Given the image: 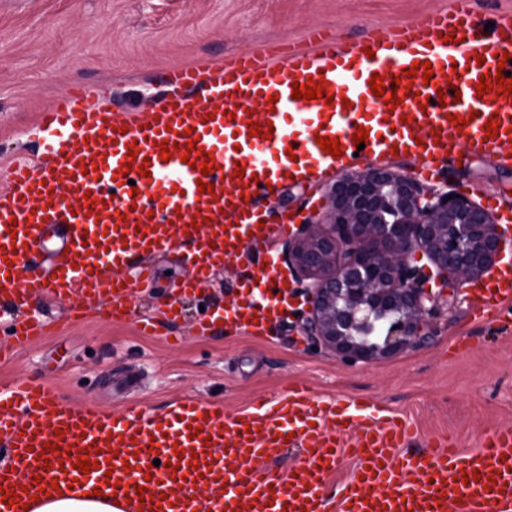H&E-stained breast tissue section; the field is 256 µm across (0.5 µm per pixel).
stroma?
<instances>
[{"label": "stroma", "mask_w": 512, "mask_h": 512, "mask_svg": "<svg viewBox=\"0 0 512 512\" xmlns=\"http://www.w3.org/2000/svg\"><path fill=\"white\" fill-rule=\"evenodd\" d=\"M464 2L479 20L512 13V0H0V168L40 156L37 115L74 88L107 89L117 119L142 118L170 68L213 67L273 45L298 51L321 34L348 48ZM389 164L512 220V158L473 157L461 144L433 176L420 173L418 159L408 155ZM335 178L331 172L283 184L271 200L270 222L287 213L289 232L296 231ZM286 240L279 235L265 254L226 261L198 294L183 299L176 287L193 271L181 250L152 256L150 280L126 273L127 315L120 319L112 318L110 304L74 294L48 292L4 305L0 383H43L67 405L92 402L106 413L134 405L153 415L184 398L235 411L304 385L317 398H356L398 416L418 433L412 452L439 439L472 449L498 427L512 426V308L483 314L468 285L441 302L427 343L372 365L342 361L305 336L300 295L264 337L230 322L215 335H196L202 312L245 295L252 263L274 264L283 286L294 288L283 260ZM177 298L184 317L171 323L164 311ZM143 315L155 324L152 334L140 331ZM32 316L54 320V335L19 342L12 325Z\"/></svg>", "instance_id": "1"}]
</instances>
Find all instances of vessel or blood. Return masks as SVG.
<instances>
[{"mask_svg":"<svg viewBox=\"0 0 512 512\" xmlns=\"http://www.w3.org/2000/svg\"><path fill=\"white\" fill-rule=\"evenodd\" d=\"M507 52L511 16L496 17L487 31L468 9L440 10L348 50L322 39L316 51L280 62L239 55L217 68L171 69L163 98L143 119L118 120L88 94L61 96L38 114L40 157L0 171L7 182L0 189V297L49 289L121 299L124 269L136 264L150 276L145 259L167 252L176 235L192 245L195 282L207 281L218 263L285 231L286 222H268L270 182L312 167L342 172L362 128L374 155L400 148L427 171L461 142L473 153H510L512 97L477 92L480 75L496 71ZM421 62L430 63L431 82L418 74L399 84L394 106L375 96L372 75H401ZM310 81L326 82V98H293L295 84ZM458 117L465 126L455 125ZM490 121L502 126L497 135H488ZM194 136L198 148L182 156ZM324 136L338 140L341 156L323 151ZM208 155L214 168L205 176L199 165ZM201 180L213 193L199 192ZM37 249L51 254L49 274L30 267ZM255 278L271 298L214 311L196 322L197 333L211 334L229 319L264 333L282 286L270 267ZM508 299L512 269L482 305L493 312ZM413 438L394 417L350 399L328 403L302 387L234 412L187 399L159 415H107L91 402L62 404L46 386L12 383L0 387V445L14 461L0 469V488L15 503L0 500V512H22L28 491L54 484L102 489L130 501L133 512H192L183 493L190 485L211 492L209 512H322L321 490L346 457L353 465L338 512H512V427L470 452L440 443L405 455ZM290 448L299 449L300 463L275 470ZM85 457L98 466L83 474L75 465Z\"/></svg>","mask_w":512,"mask_h":512,"instance_id":"vessel-or-blood-1","label":"vessel or blood"}]
</instances>
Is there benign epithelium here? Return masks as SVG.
Returning a JSON list of instances; mask_svg holds the SVG:
<instances>
[{
	"label": "benign epithelium",
	"instance_id": "obj_1",
	"mask_svg": "<svg viewBox=\"0 0 512 512\" xmlns=\"http://www.w3.org/2000/svg\"><path fill=\"white\" fill-rule=\"evenodd\" d=\"M283 250L309 304L305 335L373 364L427 342L445 296L499 262L502 234L470 197L370 166L338 176Z\"/></svg>",
	"mask_w": 512,
	"mask_h": 512
}]
</instances>
